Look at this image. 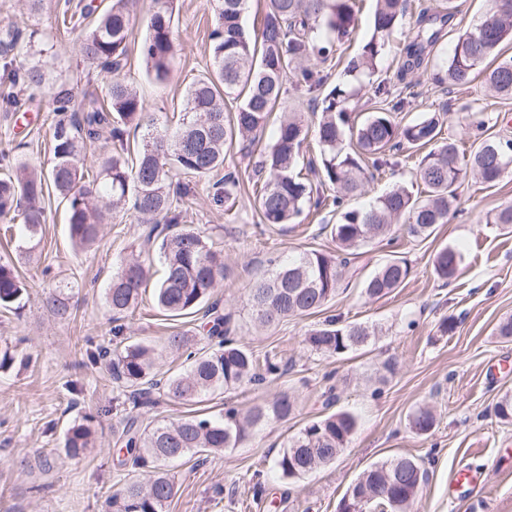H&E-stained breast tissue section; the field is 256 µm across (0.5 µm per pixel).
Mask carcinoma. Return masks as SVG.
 Wrapping results in <instances>:
<instances>
[{
    "instance_id": "1",
    "label": "carcinoma",
    "mask_w": 512,
    "mask_h": 512,
    "mask_svg": "<svg viewBox=\"0 0 512 512\" xmlns=\"http://www.w3.org/2000/svg\"><path fill=\"white\" fill-rule=\"evenodd\" d=\"M133 0H111L101 10L91 4L65 3L63 22L78 31L82 62L110 74L107 94L86 106L72 102L70 90L62 88L53 98L52 161L43 172L0 151V220L15 224L22 217L26 243L22 254L31 258L41 243L46 223V197L54 192L69 209V233L73 247L84 251L100 238L104 225L133 211L140 223L149 225L146 241L158 242L163 276L155 284L157 308L167 317L205 311L209 346L192 350L190 337L175 332L166 337L162 350L185 357L187 365L177 374L157 371V347L142 341L125 343L121 320L138 305L139 293L150 278V264L139 254L122 261L106 291L112 311L115 347L98 346L87 351L90 363L107 361L112 377L130 389L131 409L154 403L153 395H164L178 403H200L217 390L245 385L259 386L282 374L276 355L258 357L246 343L232 337V315H212L207 305L215 288L224 280V251L199 233L180 226L174 209L177 200L191 188L185 177H202L224 167V152L234 144L249 156L279 103L283 84L291 69L299 70L301 82L311 92L323 84L319 72L307 65L333 57L336 47L355 28V0H264L262 26L250 31L243 22L249 0H217L216 28L212 32V70L187 89L181 127L174 136L156 123L144 124L145 102L137 90L120 77L131 35ZM174 0H155L148 33L141 53L149 75L164 81L175 58L173 35ZM408 0H376L373 30L360 55L346 67L344 76L371 75L377 69L394 29L407 14ZM455 0L448 11L430 17L420 12L418 30L400 48V75L420 66L426 51L436 45L441 30L457 12ZM0 40V78L8 91L0 94V111L17 112L23 106L14 87L34 88L45 81L42 69L15 52L18 26ZM512 42V0H489L481 22L457 36L453 54L446 62L441 82L464 87L473 72L487 60L496 62L486 82L499 98L512 97V58L500 59L502 45ZM358 90L348 80L336 84L322 99L317 136L321 146L319 164H309L315 179L297 171L300 149L306 138L304 120L292 113L280 120L273 141L266 145L255 170L262 181L255 202L263 223L284 227L295 223L305 206H329L336 223L321 230L336 242V252L313 251L276 263L271 276L249 288L246 307L260 327H272L293 317L310 315L336 296L343 270L356 250L375 240H384L402 223L413 238L431 236L456 200V190L472 175L494 185L502 172L512 169V140L486 136L467 153L458 141H440L442 117L427 115L404 123L398 120L405 102L372 112L355 121L349 104ZM235 103L233 112L226 101ZM146 128L135 163L124 157L130 130ZM106 131L118 144L116 153L87 155V145ZM434 145L420 160L415 182L425 195L398 186L378 197L366 208L349 206L364 194L365 167L376 170L399 166L404 149L421 150ZM462 262L461 253L445 247L434 257V272L443 281L453 279ZM409 275L405 262L390 259L364 283L370 299H380L402 287ZM73 285L60 281L42 298L45 309L62 321L72 314ZM28 288L17 268L0 262V307L20 310ZM370 332L357 322L330 318L307 331L308 350L339 356L368 346ZM295 411L294 400L283 392L271 401H259L248 410L231 406L212 418L204 414L160 420L144 427L129 416L122 435L126 463L146 475L130 479L112 493V512H166L175 495L172 469L180 460L218 454L238 448L258 428L271 421H285ZM93 416L86 414L65 434L64 448L73 458L90 447ZM412 428L426 433L434 426L428 409L416 411ZM356 418L345 411L311 421L290 436L274 467L283 479L299 480L331 464L351 443ZM427 470L416 458L394 455L371 464L357 478L352 496L359 503L341 500L339 512H410Z\"/></svg>"
}]
</instances>
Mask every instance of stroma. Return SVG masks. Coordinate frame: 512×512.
I'll return each mask as SVG.
<instances>
[{"label":"stroma","instance_id":"1","mask_svg":"<svg viewBox=\"0 0 512 512\" xmlns=\"http://www.w3.org/2000/svg\"><path fill=\"white\" fill-rule=\"evenodd\" d=\"M459 9L452 32L431 51L417 73L398 79L396 54L420 9L443 10L445 0H411L410 14L388 43L374 77L364 82L352 105L370 112L377 106L374 90L385 83L393 97L404 99L405 120L430 112H444L443 137L463 147L474 141L470 123L474 114L488 118V132L512 139V99L494 101L484 73L467 86L436 84L456 43L457 33L479 23L484 0H456ZM65 0H44L31 10L28 0H0V31L13 22L37 29L35 43L21 42L19 53L46 73L45 83L21 90L41 104L40 112H0V150L37 168H49L53 115L46 106L59 87L72 89L76 98H102L109 78L79 63L76 31L61 22ZM216 0H175L173 28L178 44L169 76L155 82L146 73L141 44L153 10V0H135L131 13L127 64L123 77L143 98L149 117L157 122L180 114L189 85L212 65L211 31ZM357 26L340 44L332 60L321 64L326 87L343 78L347 61L370 36L374 0H357ZM324 89L307 92L297 79H288L278 112L272 115L262 140L270 142L281 113L301 112L308 130L300 165L319 156L316 126ZM422 157L412 152L407 163L374 172L362 196L369 203L399 185H410ZM235 174L241 192L232 211L215 203L218 184ZM255 162L232 147L223 170L189 181L191 193L179 208L183 224L209 238L224 251V281L212 296L221 313H231L238 334L256 355L272 353L287 362L280 378L258 387H242L210 395L204 402L179 404L158 398L143 410L140 424L196 411L219 414L225 404L248 407L291 394L296 412L285 421H273L238 448L220 456H195L174 470L175 495L167 512H337L348 487L373 463L403 454L418 459L427 481L411 512H512V422H502L495 405L512 394V339L497 334L501 322L512 318V227L489 224L488 211L512 205V172L494 186L465 181L458 190L455 211L434 237L412 239L395 228L392 243L359 248L346 269L335 299L322 312L292 317L272 328L251 322L245 307L250 286L278 256L336 249L321 227L336 216L328 209L310 212L288 229L262 224L255 207ZM67 206L51 198L43 239L36 257L24 260L15 242L0 235V262L16 264L30 288L22 314L0 310V350L29 357L26 366L0 371V512H108L106 497L113 485L134 478L125 466L120 439L130 406L126 389L103 364L88 362L90 345L112 343V323L105 290L121 262L131 252L145 249V232L134 213L107 225L102 239L88 252L75 253L68 231ZM458 249L463 261L458 277L443 284L433 269L435 253ZM405 260L410 274L402 288L379 300L362 292L364 281L387 260ZM74 286V310L66 321L55 319L42 306L40 292L50 280ZM337 316L372 329L363 350L344 356L311 353L303 343L306 332L325 317ZM454 328L442 332V320ZM202 316L178 320L162 316L151 294H143L125 319L126 334L135 341L162 345L178 331L193 336L196 347L207 344ZM335 384L336 410L356 416L352 442L330 466L293 482L280 478L271 465L287 436L306 422L326 413L322 394ZM420 408L433 412L435 424L425 434L410 426ZM93 414V443L81 458L63 448L68 427ZM47 464H39L40 455ZM478 472L480 482L467 495L448 492V476L458 467ZM263 481V496L253 486Z\"/></svg>","mask_w":512,"mask_h":512}]
</instances>
